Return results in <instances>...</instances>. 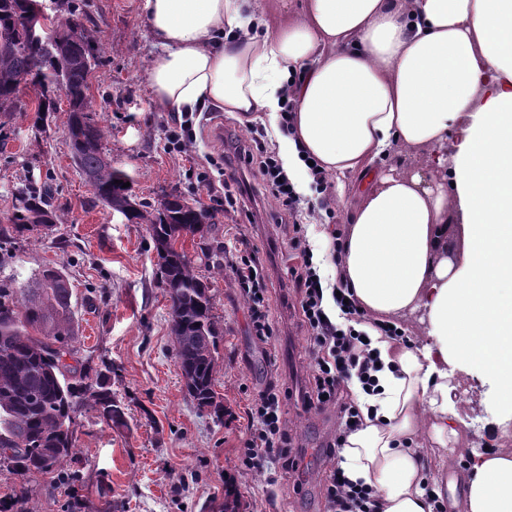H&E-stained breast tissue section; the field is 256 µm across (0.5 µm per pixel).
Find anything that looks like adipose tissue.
<instances>
[{"mask_svg": "<svg viewBox=\"0 0 512 512\" xmlns=\"http://www.w3.org/2000/svg\"><path fill=\"white\" fill-rule=\"evenodd\" d=\"M156 48L146 72L167 112L205 107L277 124L298 192L304 163L362 181L336 273L368 315L417 316L421 336H373L379 391L339 465L376 512H512V0H143ZM462 139L449 146L450 130ZM401 147L408 172L374 169ZM486 388L480 449L455 477L413 449L454 448L465 424L453 377Z\"/></svg>", "mask_w": 512, "mask_h": 512, "instance_id": "adipose-tissue-1", "label": "adipose tissue"}]
</instances>
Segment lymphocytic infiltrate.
Here are the masks:
<instances>
[{"label":"lymphocytic infiltrate","instance_id":"1","mask_svg":"<svg viewBox=\"0 0 512 512\" xmlns=\"http://www.w3.org/2000/svg\"><path fill=\"white\" fill-rule=\"evenodd\" d=\"M238 158L252 168L265 194L280 207V225L288 239L296 263L289 269L296 288V308L300 323L308 333L311 370L303 405L309 410L333 409L338 428L328 441L325 454L332 465L322 483L327 512H373V491L350 483L334 461L343 438L361 422L360 411L344 395V383L357 376L365 390L376 386L377 359L365 333L358 331L364 322L352 292L340 286L338 304L343 317L336 323L325 318L321 287L322 279L314 264L313 251L304 234L300 216L312 213L309 201L299 195L282 168L276 151L258 127H250L249 136L238 151ZM239 247L229 267L235 283L247 304L251 329L260 341H270L275 329L270 319V300L265 271L259 249L247 236H240ZM288 390L275 382L268 383L253 397L248 409L249 435L240 450L243 470L287 474L297 467L295 437L291 433L283 410Z\"/></svg>","mask_w":512,"mask_h":512}]
</instances>
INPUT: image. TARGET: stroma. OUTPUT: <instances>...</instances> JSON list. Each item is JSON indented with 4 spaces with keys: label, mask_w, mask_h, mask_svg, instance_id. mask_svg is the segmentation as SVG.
<instances>
[{
    "label": "stroma",
    "mask_w": 512,
    "mask_h": 512,
    "mask_svg": "<svg viewBox=\"0 0 512 512\" xmlns=\"http://www.w3.org/2000/svg\"><path fill=\"white\" fill-rule=\"evenodd\" d=\"M84 22L101 39L89 96L95 118L108 131L105 150L114 167L131 178L139 203L158 205L175 192L208 211L203 233L183 237L182 249L211 285L213 313L224 329L215 389L224 417L200 412L187 394L169 330V297L146 225L128 223L94 195L71 158L67 101H60L45 131L31 115L16 114L10 137L0 145V226L13 212L14 190L26 178L46 182L64 221L28 239L0 245V279L24 285L49 265L69 279L74 310L72 344L89 374L109 377L127 417L108 427L90 403L74 413L76 448L68 480L27 479L0 467V500L11 512H224L234 490L244 512H325L321 483L328 468L323 454L336 414L303 411L295 399L285 410L299 445L296 472L269 484L264 475L242 471L238 450L248 435V405L277 377L300 389L309 373L307 333L293 305L288 273L292 261L278 228L279 207L255 195L246 211L224 212V176L218 165L235 151L253 120L209 108L193 113L188 153L168 139L171 113L157 108L145 77L154 50L142 0H89ZM206 173L211 186L197 180ZM260 247L268 274L271 342L253 336L246 305L228 268L239 233Z\"/></svg>",
    "instance_id": "35a3bbf8"
}]
</instances>
